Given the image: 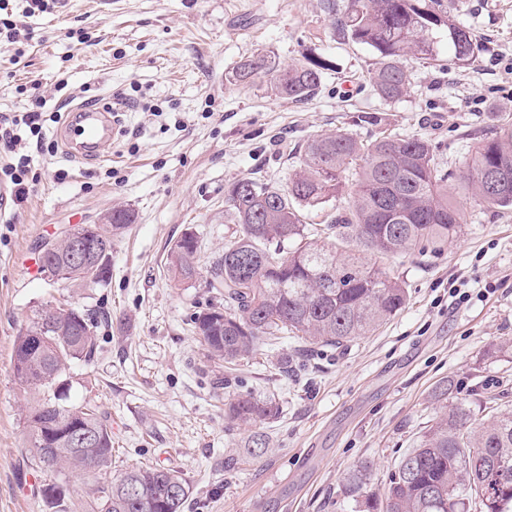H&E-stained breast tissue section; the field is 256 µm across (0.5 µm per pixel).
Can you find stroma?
Returning <instances> with one entry per match:
<instances>
[{"mask_svg":"<svg viewBox=\"0 0 512 512\" xmlns=\"http://www.w3.org/2000/svg\"><path fill=\"white\" fill-rule=\"evenodd\" d=\"M448 5L480 42L478 57L449 64L440 31L436 61L404 60L411 85L395 102L368 82L375 54L334 35L321 0H61L53 14L24 19L25 56L15 64L0 53V113L21 110L23 88L35 84L53 97L60 80L71 102L121 104L99 161L32 152L39 181L0 214V512H47L40 489L49 478L25 447L31 398L14 377L12 351L32 309L49 300L108 317L94 361L70 369L72 403L95 401L112 423L104 476L142 463L173 467L191 488L187 512H354L349 472L368 463L373 487L384 489L431 424L442 381H454L474 412L512 408V210L458 195V240L385 261L406 281L409 302L373 335L312 349L289 339L242 359L239 390L275 395L280 414L260 427L266 453L233 469L224 459L251 431L225 418L224 364L190 321L210 292L202 280L175 285L165 268L188 228L209 267L224 251L228 185L245 176L286 185L300 148L322 134L424 135L442 167L465 170L474 144L512 118V0ZM263 51L287 65L322 55L333 68L301 102L276 97L261 78L225 82ZM363 112L377 113L381 127L355 125ZM117 204L136 220L112 248L107 285L29 278L36 245L102 221ZM457 278L470 301L449 296Z\"/></svg>","mask_w":512,"mask_h":512,"instance_id":"35a3bbf8","label":"stroma"}]
</instances>
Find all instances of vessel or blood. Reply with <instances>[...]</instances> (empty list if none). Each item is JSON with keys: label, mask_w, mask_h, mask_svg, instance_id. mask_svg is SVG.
Here are the masks:
<instances>
[{"label": "vessel or blood", "mask_w": 512, "mask_h": 512, "mask_svg": "<svg viewBox=\"0 0 512 512\" xmlns=\"http://www.w3.org/2000/svg\"><path fill=\"white\" fill-rule=\"evenodd\" d=\"M116 133L111 109L94 108L80 103L70 106L59 132V139L67 155L94 162L101 158Z\"/></svg>", "instance_id": "vessel-or-blood-1"}]
</instances>
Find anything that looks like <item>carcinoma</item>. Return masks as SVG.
<instances>
[{"label": "carcinoma", "instance_id": "cac0c4a2", "mask_svg": "<svg viewBox=\"0 0 512 512\" xmlns=\"http://www.w3.org/2000/svg\"><path fill=\"white\" fill-rule=\"evenodd\" d=\"M323 11L339 36L367 45L377 54L370 85L385 101L409 91L402 60H436L434 34L448 31V50L458 65L472 62L479 45L458 23L445 0H322ZM326 58L311 57L285 65L275 55L259 54L225 74L231 85L261 75L282 98L306 100L315 94ZM512 162V121L504 119L494 135L479 142L467 171L454 174L436 162L431 141L423 136L381 133L363 141L340 130L307 142L299 169L284 186L242 177L224 192V223L233 224L224 254L202 270L181 250L169 248L166 270L172 281L190 287L192 275L205 278L215 297L193 313L192 324L208 356L228 365L253 349L294 336L310 345L342 346L371 335L402 311L409 299L404 280L360 253L389 258L418 250L436 252L463 232L461 209L448 195V181L488 208L512 209V193L493 196L480 175L502 161ZM343 195L348 207L326 214L320 224L307 222L312 210ZM133 223L125 206L112 208V222L93 224L89 235L98 252L112 254V243ZM66 250L47 258L40 273L48 281L106 284L93 264L69 263ZM97 314L77 306L45 304L33 311L15 337L13 373L34 397L27 407L26 448L42 472H78L97 478L112 460V425L99 406L86 401L68 411L70 366L88 363L98 349ZM444 381L433 398L434 423L418 446L405 454L378 493L369 486L370 465L348 475V492L357 512H505L512 504V410L473 422L469 407L450 400ZM230 420L251 426L279 415L273 397L235 396L226 409ZM270 439L250 436L247 454L264 453ZM49 512H184L190 486L170 467H133L110 481L96 482L92 499L75 504L56 482L42 486Z\"/></svg>", "mask_w": 512, "mask_h": 512}]
</instances>
